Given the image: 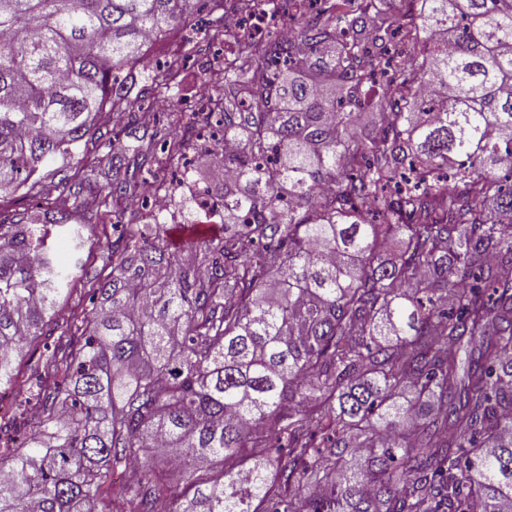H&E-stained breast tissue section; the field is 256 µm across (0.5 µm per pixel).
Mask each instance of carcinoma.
<instances>
[{"label":"carcinoma","mask_w":512,"mask_h":512,"mask_svg":"<svg viewBox=\"0 0 512 512\" xmlns=\"http://www.w3.org/2000/svg\"><path fill=\"white\" fill-rule=\"evenodd\" d=\"M198 0H0V190L55 193L0 215V392L34 413L0 419V512H512V0H210L293 27L224 59L216 120L224 238L184 260L124 224L85 326L56 325L47 378L13 362L43 335L77 264L48 243L80 208L132 200L133 170L68 174L97 116ZM182 69L151 77L165 98ZM382 87L388 121L358 130ZM62 162L43 184L49 163ZM398 244L389 262L380 255ZM288 454L263 456L272 435ZM163 448L191 496L162 480L109 493L114 465Z\"/></svg>","instance_id":"carcinoma-1"}]
</instances>
